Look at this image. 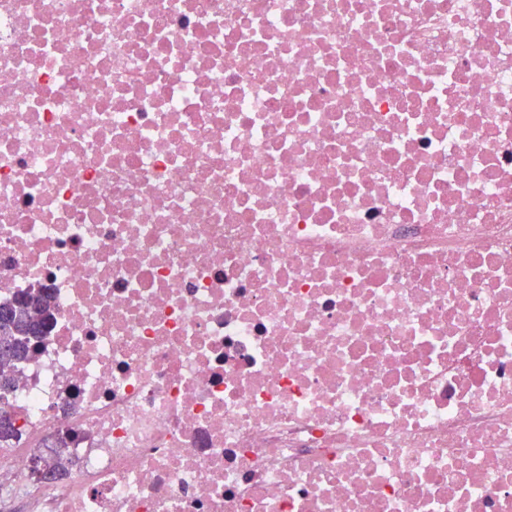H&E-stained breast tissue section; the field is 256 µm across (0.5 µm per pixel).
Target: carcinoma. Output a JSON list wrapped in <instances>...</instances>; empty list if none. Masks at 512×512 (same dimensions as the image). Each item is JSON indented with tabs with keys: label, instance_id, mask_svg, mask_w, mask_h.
Segmentation results:
<instances>
[{
	"label": "carcinoma",
	"instance_id": "1",
	"mask_svg": "<svg viewBox=\"0 0 512 512\" xmlns=\"http://www.w3.org/2000/svg\"><path fill=\"white\" fill-rule=\"evenodd\" d=\"M53 296L46 290L0 305V363L24 362L37 350L51 317Z\"/></svg>",
	"mask_w": 512,
	"mask_h": 512
}]
</instances>
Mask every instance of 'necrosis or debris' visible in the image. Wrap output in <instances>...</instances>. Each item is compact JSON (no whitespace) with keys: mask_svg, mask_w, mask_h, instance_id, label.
Returning a JSON list of instances; mask_svg holds the SVG:
<instances>
[{"mask_svg":"<svg viewBox=\"0 0 512 512\" xmlns=\"http://www.w3.org/2000/svg\"><path fill=\"white\" fill-rule=\"evenodd\" d=\"M33 288L0 500L512 512V0H0Z\"/></svg>","mask_w":512,"mask_h":512,"instance_id":"1","label":"necrosis or debris"}]
</instances>
